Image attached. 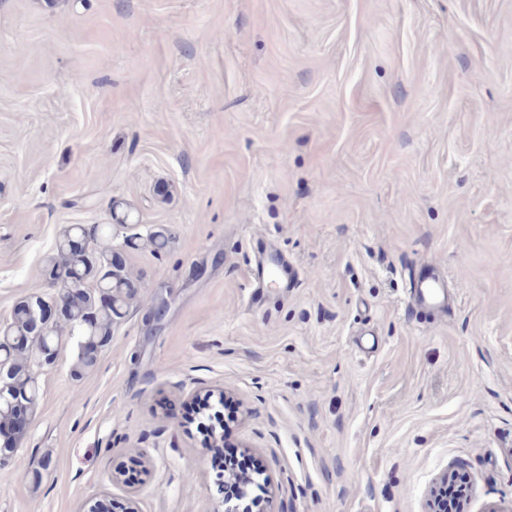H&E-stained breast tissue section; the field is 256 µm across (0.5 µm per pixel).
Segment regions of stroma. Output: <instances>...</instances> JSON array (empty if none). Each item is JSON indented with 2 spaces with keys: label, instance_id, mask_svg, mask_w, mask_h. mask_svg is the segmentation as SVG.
<instances>
[{
  "label": "stroma",
  "instance_id": "stroma-1",
  "mask_svg": "<svg viewBox=\"0 0 512 512\" xmlns=\"http://www.w3.org/2000/svg\"><path fill=\"white\" fill-rule=\"evenodd\" d=\"M119 222L135 296L93 371L73 338L39 371L0 512H219L209 389L261 512H429L455 468L512 512V0H0V321ZM261 250L293 288L254 294ZM409 304L420 318L448 311L455 296L448 293V280L435 270L409 275Z\"/></svg>",
  "mask_w": 512,
  "mask_h": 512
}]
</instances>
